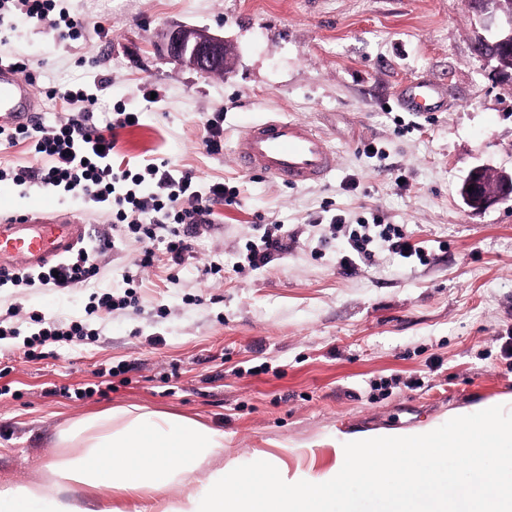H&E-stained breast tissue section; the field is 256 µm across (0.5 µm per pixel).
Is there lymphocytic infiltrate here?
<instances>
[{"mask_svg":"<svg viewBox=\"0 0 512 512\" xmlns=\"http://www.w3.org/2000/svg\"><path fill=\"white\" fill-rule=\"evenodd\" d=\"M20 12L30 20L46 22L66 39L80 33L83 24L72 17L63 0H0V20ZM59 99L78 105L77 113L68 114L48 125L0 128V147L10 148L29 141L35 154L46 157L38 168L0 169V180L22 185L36 182L48 189L73 194L83 203L105 210L112 220L96 238L94 245L82 247L54 266L29 271L20 269L0 276V288H72L92 285L99 273L101 257L111 253L116 238L143 244L132 270L126 271L127 288L123 295L108 292L94 294L87 314L110 313L135 304V290L141 287L144 270L154 266L158 257L168 265H181L192 251L196 238L212 227V205L238 204L239 192L226 183H215L200 191L193 173L180 170L169 162L148 163L138 170L118 168L112 163L116 130L129 127L130 112L114 107L105 125L95 124L89 106L94 95L82 90H63ZM331 237H346L347 247L339 253L341 268H354L357 262H373L377 251L385 250L405 259L426 262L424 251L411 243L399 224H364L350 229L342 215L332 216L328 225ZM161 251H154V244ZM288 252V233L280 224L262 225L258 235L248 239L239 255V270H258ZM33 332L25 338L20 357L31 361L45 356L50 345L72 344L95 338V330L81 320H46L34 314Z\"/></svg>","mask_w":512,"mask_h":512,"instance_id":"1","label":"lymphocytic infiltrate"}]
</instances>
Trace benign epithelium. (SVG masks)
I'll return each mask as SVG.
<instances>
[{
    "label": "benign epithelium",
    "instance_id": "7a95c632",
    "mask_svg": "<svg viewBox=\"0 0 512 512\" xmlns=\"http://www.w3.org/2000/svg\"><path fill=\"white\" fill-rule=\"evenodd\" d=\"M470 8L479 16L491 23L498 22L502 32L494 41L482 39L478 41L479 56L495 62V70L505 78L512 76L508 67L512 60L504 61L502 53H512V9L501 13L503 0H468ZM162 48L167 57L202 76L218 71L229 70L233 60L225 54L224 37L207 30L187 25L172 26L163 32ZM483 167L479 166L464 182L462 188L463 201L470 204L479 201V209L486 210L496 204L512 200V173H500V185L496 189H488L479 184L478 175ZM473 190H468V187Z\"/></svg>",
    "mask_w": 512,
    "mask_h": 512
}]
</instances>
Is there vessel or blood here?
<instances>
[{"mask_svg": "<svg viewBox=\"0 0 512 512\" xmlns=\"http://www.w3.org/2000/svg\"><path fill=\"white\" fill-rule=\"evenodd\" d=\"M400 97L408 111L431 117L443 105L444 92L435 82L409 81ZM39 92L34 80L22 78L0 63V125L28 127L39 118ZM238 166L292 186L324 180L336 167L327 140L306 122L270 119L250 126L235 149ZM91 237L79 217L59 218L44 206L24 214L0 213V271L37 270L67 257Z\"/></svg>", "mask_w": 512, "mask_h": 512, "instance_id": "vessel-or-blood-1", "label": "vessel or blood"}]
</instances>
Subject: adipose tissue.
<instances>
[{"instance_id":"adipose-tissue-1","label":"adipose tissue","mask_w":512,"mask_h":512,"mask_svg":"<svg viewBox=\"0 0 512 512\" xmlns=\"http://www.w3.org/2000/svg\"><path fill=\"white\" fill-rule=\"evenodd\" d=\"M51 484L0 493V512H87L115 491L144 498L191 482L224 451V433L197 420L132 405L74 420L58 441Z\"/></svg>"}]
</instances>
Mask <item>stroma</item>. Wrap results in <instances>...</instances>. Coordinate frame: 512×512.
<instances>
[{
  "label": "stroma",
  "mask_w": 512,
  "mask_h": 512,
  "mask_svg": "<svg viewBox=\"0 0 512 512\" xmlns=\"http://www.w3.org/2000/svg\"><path fill=\"white\" fill-rule=\"evenodd\" d=\"M77 39L13 14L0 21V53L26 59L42 93L41 121L67 111L55 89L96 94V122L114 105L142 115L118 130L115 164L164 160L201 189L238 187L239 206H212L213 227L182 265L156 262L134 307L89 318L95 341L24 362L29 323L0 340V489L50 479L61 432L79 417L142 405L224 432V452L198 482L276 458L304 478L331 469L342 435L445 424L459 409L512 394V201L468 209L459 188L478 166L512 171V83L476 52L497 25L467 0H69ZM222 35L231 70L201 76L160 49L167 27ZM430 80L446 92L428 121L395 92ZM224 117L222 150L205 124ZM273 116L309 123L336 154L323 181L289 186L240 170L243 129ZM374 145L382 157H368ZM46 203L107 222L69 193L0 182V209ZM350 224H400L427 263L385 251L344 270L342 243H319L324 210ZM285 225L287 255L254 272L238 252L257 224ZM223 265L221 275L204 266ZM90 289L0 288V311L51 320L87 318ZM121 367L126 386L85 398L50 388L99 382Z\"/></svg>",
  "instance_id": "obj_1"
}]
</instances>
